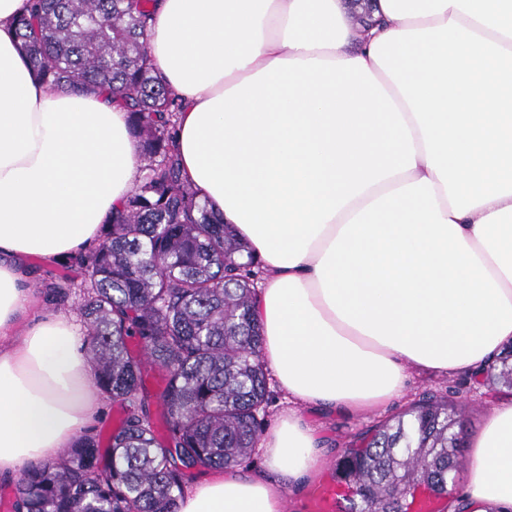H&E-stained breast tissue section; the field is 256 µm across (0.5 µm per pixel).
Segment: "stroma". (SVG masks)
I'll return each instance as SVG.
<instances>
[{
	"label": "stroma",
	"mask_w": 512,
	"mask_h": 512,
	"mask_svg": "<svg viewBox=\"0 0 512 512\" xmlns=\"http://www.w3.org/2000/svg\"><path fill=\"white\" fill-rule=\"evenodd\" d=\"M60 267L61 264L57 261L50 262L39 258L27 260V273L37 298L36 306L30 310L32 316L57 313L73 315L72 304H55L47 289L52 275L57 273ZM427 393H447L456 400L462 418V435L466 438L482 429L490 406L497 398L496 393L488 391L486 386L478 384L474 377L464 373L444 375L414 372L410 375L403 397L386 408L367 413H331L318 408L302 410L304 422L324 440L326 464L320 476L289 496L286 512H317L316 501L319 494L336 486L334 465L353 436L372 425L403 413L413 402Z\"/></svg>",
	"instance_id": "35a3bbf8"
}]
</instances>
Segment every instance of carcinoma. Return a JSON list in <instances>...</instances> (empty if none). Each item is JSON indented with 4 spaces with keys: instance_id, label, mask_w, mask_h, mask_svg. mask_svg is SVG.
Returning a JSON list of instances; mask_svg holds the SVG:
<instances>
[{
    "instance_id": "obj_1",
    "label": "carcinoma",
    "mask_w": 512,
    "mask_h": 512,
    "mask_svg": "<svg viewBox=\"0 0 512 512\" xmlns=\"http://www.w3.org/2000/svg\"><path fill=\"white\" fill-rule=\"evenodd\" d=\"M153 0H29L20 47L47 89L108 91L129 114L144 165L102 240L46 284L86 330L97 391L120 404L108 448L88 429L58 458L26 465L14 512H176L188 470H224L256 454L269 374L253 308L262 270L202 201L176 149L182 100L146 46ZM163 373L158 431L145 377ZM512 384V349L490 375ZM455 410L428 395L359 435L337 464L349 512H408L416 489L448 496L463 463Z\"/></svg>"
}]
</instances>
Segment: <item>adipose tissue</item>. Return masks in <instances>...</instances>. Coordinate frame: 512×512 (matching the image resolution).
<instances>
[{"instance_id":"ef3b65f1","label":"adipose tissue","mask_w":512,"mask_h":512,"mask_svg":"<svg viewBox=\"0 0 512 512\" xmlns=\"http://www.w3.org/2000/svg\"><path fill=\"white\" fill-rule=\"evenodd\" d=\"M26 7L0 0V480L98 415L73 317L26 319L21 264L97 240L141 166L122 109L33 77ZM146 38L188 180L264 270L260 356L292 406L384 408L409 373L512 343V0H155ZM258 445L264 471L198 481L178 512H285L323 469L295 416ZM462 496L512 512V397Z\"/></svg>"}]
</instances>
